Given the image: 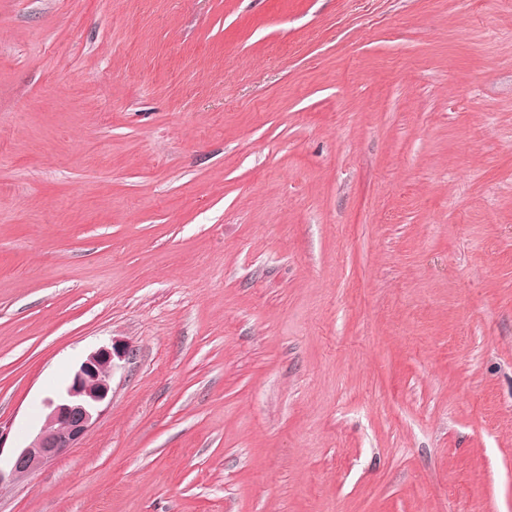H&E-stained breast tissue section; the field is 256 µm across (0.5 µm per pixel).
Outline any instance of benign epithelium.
I'll use <instances>...</instances> for the list:
<instances>
[{
	"label": "benign epithelium",
	"instance_id": "obj_1",
	"mask_svg": "<svg viewBox=\"0 0 512 512\" xmlns=\"http://www.w3.org/2000/svg\"><path fill=\"white\" fill-rule=\"evenodd\" d=\"M129 349L114 342L89 354L69 381L45 400L47 413L39 432L22 448L0 460V489L12 487L76 447L112 400L111 376Z\"/></svg>",
	"mask_w": 512,
	"mask_h": 512
}]
</instances>
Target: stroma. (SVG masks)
Returning <instances> with one entry per match:
<instances>
[{
    "mask_svg": "<svg viewBox=\"0 0 512 512\" xmlns=\"http://www.w3.org/2000/svg\"><path fill=\"white\" fill-rule=\"evenodd\" d=\"M0 512H512V0H0ZM128 355L129 349L116 341L89 354L69 381L45 400L47 413L39 432L27 446L11 449L6 461L2 455L11 424L0 420V489L32 477L82 441L111 403L110 380L116 360Z\"/></svg>",
    "mask_w": 512,
    "mask_h": 512,
    "instance_id": "35a3bbf8",
    "label": "stroma"
}]
</instances>
